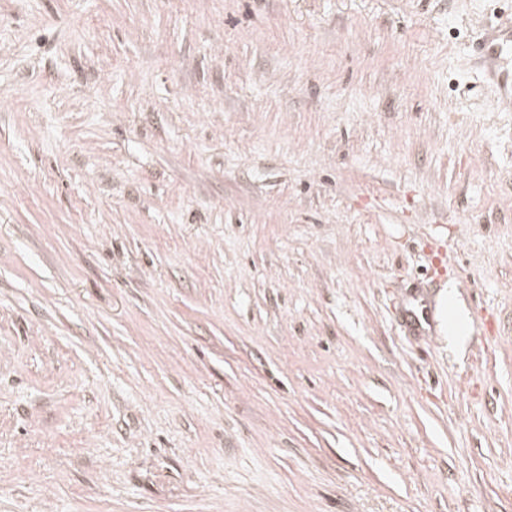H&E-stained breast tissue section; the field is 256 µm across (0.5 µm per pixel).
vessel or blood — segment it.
<instances>
[{"instance_id":"obj_1","label":"vessel or blood","mask_w":512,"mask_h":512,"mask_svg":"<svg viewBox=\"0 0 512 512\" xmlns=\"http://www.w3.org/2000/svg\"><path fill=\"white\" fill-rule=\"evenodd\" d=\"M474 57L497 106L512 112V12L498 13L483 26Z\"/></svg>"}]
</instances>
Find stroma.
<instances>
[{"label": "stroma", "instance_id": "obj_1", "mask_svg": "<svg viewBox=\"0 0 512 512\" xmlns=\"http://www.w3.org/2000/svg\"><path fill=\"white\" fill-rule=\"evenodd\" d=\"M507 7L0 0V512H512ZM474 57L497 106L512 112V10L483 26Z\"/></svg>", "mask_w": 512, "mask_h": 512}]
</instances>
